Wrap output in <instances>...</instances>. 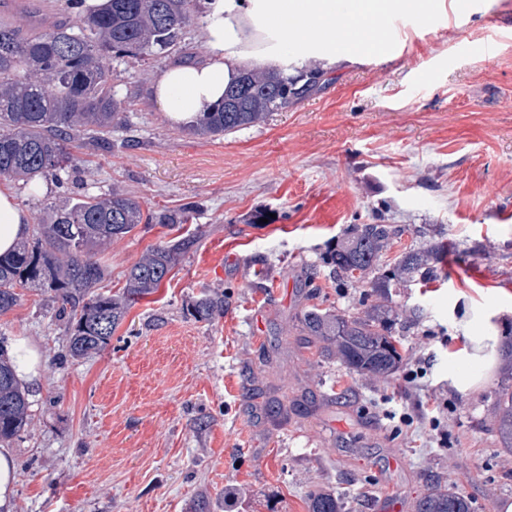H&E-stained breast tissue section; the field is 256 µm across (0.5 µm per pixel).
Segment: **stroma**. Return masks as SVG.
I'll return each instance as SVG.
<instances>
[{
	"label": "stroma",
	"mask_w": 512,
	"mask_h": 512,
	"mask_svg": "<svg viewBox=\"0 0 512 512\" xmlns=\"http://www.w3.org/2000/svg\"><path fill=\"white\" fill-rule=\"evenodd\" d=\"M467 1L424 25L392 17L390 53L338 60L321 93L218 139L170 126L152 103L173 57L113 61L128 119L116 148H72L65 187L16 182L15 195L36 225L67 196L118 187L150 212L191 207L181 231L195 241L99 354L69 356L39 289L0 315L1 341L28 338L44 358L32 423L10 445L12 512H191L202 496L210 512H307L317 486L352 495L351 512H415L437 478L474 512L512 498V448L493 431L511 379L501 349L479 388L453 384L468 369L463 332L512 335V0ZM38 12L71 21L53 0H8L0 20L26 32ZM356 224L404 228L386 264L434 234L448 245L442 279L393 295L403 362L386 380L323 357L299 323L309 305L352 315L374 303L323 262ZM175 233L149 224L112 240L95 255L105 288L121 290ZM207 287L224 293L213 323L188 313Z\"/></svg>",
	"instance_id": "1"
}]
</instances>
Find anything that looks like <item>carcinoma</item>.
<instances>
[{
  "mask_svg": "<svg viewBox=\"0 0 512 512\" xmlns=\"http://www.w3.org/2000/svg\"><path fill=\"white\" fill-rule=\"evenodd\" d=\"M83 0H56L71 24L37 26L28 33L0 22V178L28 185L33 179L64 186L71 162L69 148L112 151V129L125 122L124 101L112 91V57L168 56L183 49L186 27L205 13V0H109L105 11L84 16ZM330 82L317 65L283 76L270 69H247L224 94V101L191 126L202 137H221L265 121L296 105ZM183 212L146 214L138 199L114 189L104 197H70L51 207L50 223L37 226L32 242L0 255V313L20 300L21 288L50 294L55 316L68 324L69 355L84 358L103 351L127 310L157 292L191 244L184 237L146 251L127 274L119 294L97 292L105 270L92 258L115 238L141 224H183ZM402 229L391 224H356L326 262L338 277L368 282L376 302L357 316L316 306L301 314L302 330L335 346L350 369L389 378L403 356L392 336L397 317L392 289L408 282L441 277L448 248L432 241L409 248L393 266L381 255ZM197 321L224 317V293H202L191 305ZM29 402L16 381L6 350L0 346V447L29 424ZM495 430L512 448V385L497 393ZM308 512H346L345 498L316 489ZM416 512H473L471 502L442 487L441 481L416 503Z\"/></svg>",
  "mask_w": 512,
  "mask_h": 512,
  "instance_id": "1",
  "label": "carcinoma"
}]
</instances>
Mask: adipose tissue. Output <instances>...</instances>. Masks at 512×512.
Masks as SVG:
<instances>
[{
	"label": "adipose tissue",
	"mask_w": 512,
	"mask_h": 512,
	"mask_svg": "<svg viewBox=\"0 0 512 512\" xmlns=\"http://www.w3.org/2000/svg\"><path fill=\"white\" fill-rule=\"evenodd\" d=\"M428 0H207L203 29L207 59L200 64L175 63L152 86V101L175 126L188 125L221 103L225 89L239 73L251 68L287 70L336 63V39L347 29V18L358 15L362 31L352 50L379 54L390 38L385 20L392 14L422 17ZM316 17L325 30L316 36L304 26ZM29 231L28 215L9 186H0V253L13 249ZM493 333L465 336L463 359L475 372L456 378L460 392L478 387L482 374L491 370Z\"/></svg>",
	"instance_id": "adipose-tissue-1"
}]
</instances>
